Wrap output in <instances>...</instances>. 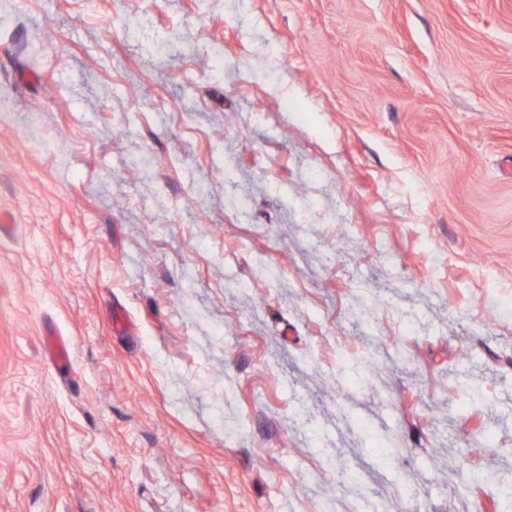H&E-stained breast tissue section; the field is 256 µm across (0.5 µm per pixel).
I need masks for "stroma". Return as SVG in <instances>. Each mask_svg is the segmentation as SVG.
Segmentation results:
<instances>
[{
  "label": "stroma",
  "mask_w": 512,
  "mask_h": 512,
  "mask_svg": "<svg viewBox=\"0 0 512 512\" xmlns=\"http://www.w3.org/2000/svg\"><path fill=\"white\" fill-rule=\"evenodd\" d=\"M501 480L512 0H0V512Z\"/></svg>",
  "instance_id": "stroma-1"
}]
</instances>
